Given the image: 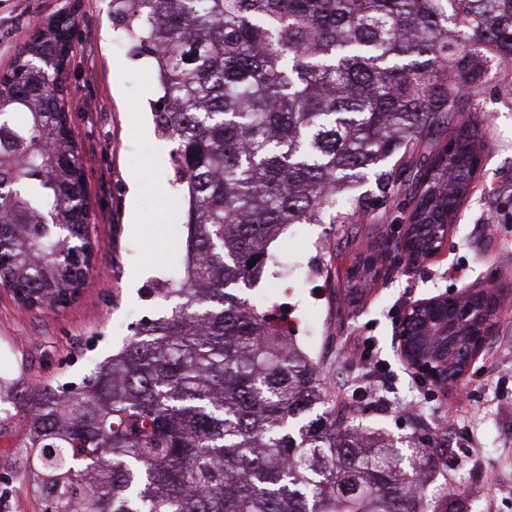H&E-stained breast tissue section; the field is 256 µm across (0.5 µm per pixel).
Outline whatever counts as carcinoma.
<instances>
[{
    "mask_svg": "<svg viewBox=\"0 0 512 512\" xmlns=\"http://www.w3.org/2000/svg\"><path fill=\"white\" fill-rule=\"evenodd\" d=\"M112 26L155 69L157 121L188 192L187 260L80 385L18 394L28 487L43 512H454L436 484L445 439L402 444L355 424L288 330L244 296L268 245L316 224L432 130L411 191L414 244L439 242L484 148L471 118L512 104V0H111ZM61 14L0 77V284L59 306L84 280L82 168L60 77ZM255 266L248 267L252 258ZM455 298L474 324L496 296ZM478 338L448 339L466 360Z\"/></svg>",
    "mask_w": 512,
    "mask_h": 512,
    "instance_id": "carcinoma-1",
    "label": "carcinoma"
}]
</instances>
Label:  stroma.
<instances>
[{
	"instance_id": "obj_1",
	"label": "stroma",
	"mask_w": 512,
	"mask_h": 512,
	"mask_svg": "<svg viewBox=\"0 0 512 512\" xmlns=\"http://www.w3.org/2000/svg\"><path fill=\"white\" fill-rule=\"evenodd\" d=\"M63 11L78 20L65 94L94 261L76 299L54 312L28 310L0 285V379L26 392L80 382L126 343L131 324L166 313L154 289L185 254L188 197L174 145L155 123L158 87L113 30L110 0H0V75L35 28ZM477 108L482 161L435 255L413 262L387 244L406 224L405 186L359 187L336 207L362 203L359 223L289 225L268 248L275 269L245 294L297 337L339 398L361 372L356 344L370 342L388 369L386 400L361 401L357 421L398 441L443 435L439 465L461 512H512V108L488 94ZM477 290L500 299L487 344L453 385L419 394L399 356V318L420 300ZM27 432L23 406L0 407V512H41L28 490Z\"/></svg>"
}]
</instances>
